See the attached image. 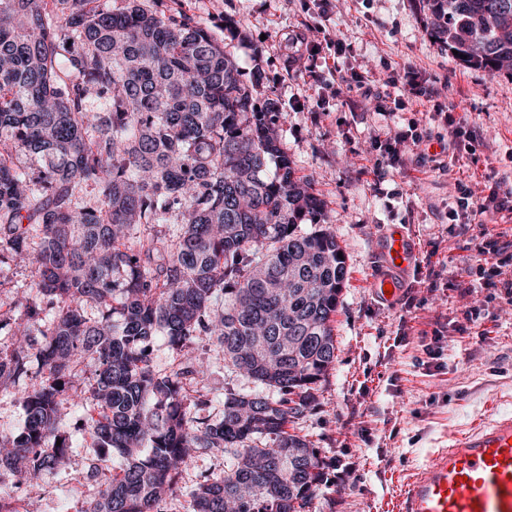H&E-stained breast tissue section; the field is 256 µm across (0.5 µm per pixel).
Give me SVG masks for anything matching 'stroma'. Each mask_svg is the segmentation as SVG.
<instances>
[{
  "instance_id": "obj_1",
  "label": "stroma",
  "mask_w": 512,
  "mask_h": 512,
  "mask_svg": "<svg viewBox=\"0 0 512 512\" xmlns=\"http://www.w3.org/2000/svg\"><path fill=\"white\" fill-rule=\"evenodd\" d=\"M169 15L184 14L230 44L244 74L261 73L259 101L272 100L283 118L280 136L298 177L324 202L321 224L345 255L347 276L335 316L336 360L317 385L313 409L297 421L318 449L323 484L306 512H396L403 484L440 448L497 415H512V303L469 291L468 259L481 228L512 226L497 200L512 194V76L466 68L429 34L420 0H337L329 21L314 0H142ZM305 33L314 54L290 48ZM345 48L342 70L370 74L369 94H349L324 63L327 39ZM412 66L427 95H405L392 117L378 107L385 81ZM463 121L449 148L444 111ZM430 141L425 153L405 152L398 164L377 163L373 140L409 118ZM467 184L483 214L453 216L457 183ZM405 228L417 252L401 280L395 306L380 304L371 277L385 273V230ZM439 272L430 283L429 271ZM480 312L477 321L464 317ZM447 319L452 341L425 332L427 319ZM204 385L209 413L220 418L224 391L254 390L221 351ZM62 404L59 426L71 439L66 458L34 485L18 489L34 512H68L86 485L97 454ZM224 475L223 456L202 453L182 473L180 492L163 512H184L201 474Z\"/></svg>"
}]
</instances>
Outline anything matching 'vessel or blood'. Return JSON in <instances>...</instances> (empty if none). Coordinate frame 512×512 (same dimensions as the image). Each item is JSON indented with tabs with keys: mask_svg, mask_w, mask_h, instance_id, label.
<instances>
[{
	"mask_svg": "<svg viewBox=\"0 0 512 512\" xmlns=\"http://www.w3.org/2000/svg\"><path fill=\"white\" fill-rule=\"evenodd\" d=\"M387 266L408 272L416 253L391 227L383 241ZM398 512H512V417L487 421L435 452L405 488Z\"/></svg>",
	"mask_w": 512,
	"mask_h": 512,
	"instance_id": "vessel-or-blood-1",
	"label": "vessel or blood"
}]
</instances>
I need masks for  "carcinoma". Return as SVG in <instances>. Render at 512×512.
Listing matches in <instances>:
<instances>
[{
  "mask_svg": "<svg viewBox=\"0 0 512 512\" xmlns=\"http://www.w3.org/2000/svg\"><path fill=\"white\" fill-rule=\"evenodd\" d=\"M422 3L460 64L512 76V0ZM258 85L207 28L140 0H0V266L31 269L0 317V386L46 370L21 431L0 433V512H30L14 490L71 448L68 399L99 448L100 489L74 512H159L200 451L224 455V478L202 477L185 512H305L316 495L318 450L288 425L336 360L346 266ZM159 334L178 351L169 374ZM204 346L271 393L229 389L221 419L192 415L209 402L186 389ZM113 452L125 464L108 472ZM150 349L158 369L169 372L178 363V355L165 336H155Z\"/></svg>",
  "mask_w": 512,
  "mask_h": 512,
  "instance_id": "cac0c4a2",
  "label": "carcinoma"
}]
</instances>
